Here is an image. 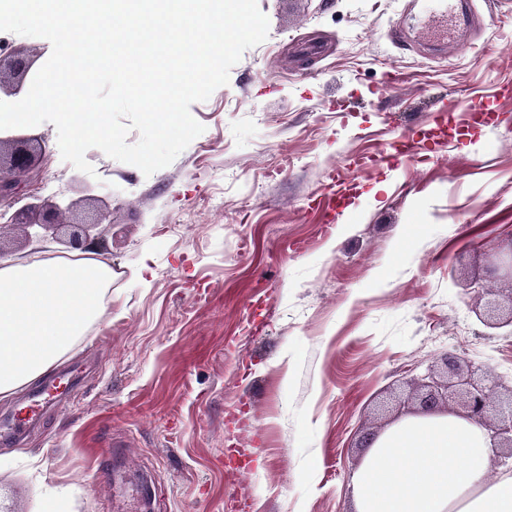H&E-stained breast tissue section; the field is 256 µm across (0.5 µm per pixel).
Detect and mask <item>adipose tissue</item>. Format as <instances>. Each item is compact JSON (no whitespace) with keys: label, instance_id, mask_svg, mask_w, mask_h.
<instances>
[{"label":"adipose tissue","instance_id":"1","mask_svg":"<svg viewBox=\"0 0 512 512\" xmlns=\"http://www.w3.org/2000/svg\"><path fill=\"white\" fill-rule=\"evenodd\" d=\"M103 260L55 257L0 267V395L38 379L101 315ZM484 429L452 414L407 417L362 457L353 512H512V478L484 480Z\"/></svg>","mask_w":512,"mask_h":512}]
</instances>
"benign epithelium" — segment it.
<instances>
[{"label": "benign epithelium", "instance_id": "1", "mask_svg": "<svg viewBox=\"0 0 512 512\" xmlns=\"http://www.w3.org/2000/svg\"><path fill=\"white\" fill-rule=\"evenodd\" d=\"M31 62L19 55L0 58V70L7 67L14 72L25 75ZM30 137H18L14 140L7 157H0V202L16 201L23 195L25 185L22 178L39 173L41 153L35 152ZM60 206L52 201L27 203L11 217L10 224L26 230L41 229L60 230L64 225L55 221ZM111 223L110 212L100 210L90 223L73 224L63 233L60 242L67 255L80 254L94 249L103 243V238L90 234V229ZM490 276L512 283V248L495 254L488 266ZM500 305L490 301L486 306L484 322L492 328L504 323L512 326V308L508 317L498 314ZM443 375L435 374L434 369L427 368L419 375L416 413L436 415L441 411L453 412L451 401L459 402V415L481 425L487 432L493 454L507 453L512 458V388L508 389L509 400L498 410H492L496 390L502 387L500 381L492 374L474 376V371L465 365L464 359L457 353L448 352L442 358Z\"/></svg>", "mask_w": 512, "mask_h": 512}]
</instances>
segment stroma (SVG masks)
Segmentation results:
<instances>
[{
	"label": "stroma",
	"instance_id": "35a3bbf8",
	"mask_svg": "<svg viewBox=\"0 0 512 512\" xmlns=\"http://www.w3.org/2000/svg\"><path fill=\"white\" fill-rule=\"evenodd\" d=\"M463 2L443 43L401 0H257L266 40L149 176L97 148L82 172L35 126L26 192L63 224L110 211L114 302L0 396V512H352L359 436L408 417L413 367L453 351L512 384V329L470 288L512 299L486 276L512 240V19ZM332 173L352 189L327 209Z\"/></svg>",
	"mask_w": 512,
	"mask_h": 512
}]
</instances>
